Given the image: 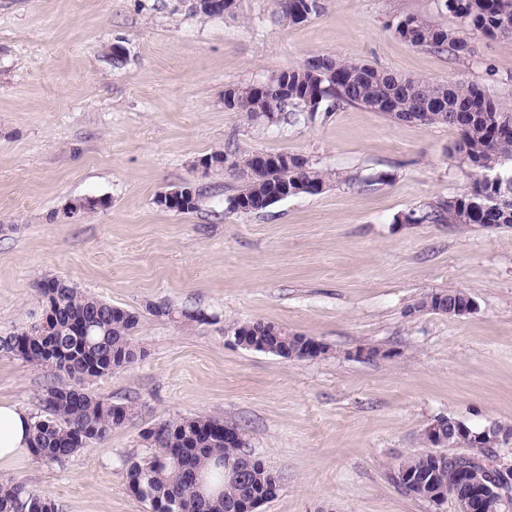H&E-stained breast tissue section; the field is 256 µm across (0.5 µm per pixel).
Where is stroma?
<instances>
[{"mask_svg": "<svg viewBox=\"0 0 512 512\" xmlns=\"http://www.w3.org/2000/svg\"><path fill=\"white\" fill-rule=\"evenodd\" d=\"M301 24L276 0L196 13L193 0H0V336L35 321L59 276L140 315L136 364L86 380L135 418L62 464L25 453L0 476L58 512H151L123 463L144 430L204 414L238 427L280 478L258 512H457L405 491L399 463L451 416L512 426V225L406 224L466 192L454 128L355 105L274 125L227 110L224 91L313 55L475 85L512 104V39L475 35L463 57L412 47L407 14L456 27L442 0H320ZM288 152L328 174L318 194L230 210L241 184L213 151ZM388 182H376L378 174ZM194 187V210L157 204ZM106 204L71 219L69 201ZM462 291L472 313L418 310ZM168 304L174 318L149 313ZM262 320L331 348L286 361L234 343ZM376 357H356L360 348ZM47 370L0 352V401L40 411Z\"/></svg>", "mask_w": 512, "mask_h": 512, "instance_id": "obj_1", "label": "stroma"}]
</instances>
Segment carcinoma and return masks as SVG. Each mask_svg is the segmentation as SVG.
Here are the masks:
<instances>
[{
  "mask_svg": "<svg viewBox=\"0 0 512 512\" xmlns=\"http://www.w3.org/2000/svg\"><path fill=\"white\" fill-rule=\"evenodd\" d=\"M458 20L446 29L413 14L398 21L395 33L416 48L449 50L458 57L471 52L468 35L512 37V0H442ZM286 21L300 24L319 12L320 0H279ZM268 87L256 84L224 90V106L250 119L274 123L290 107L314 117L343 105H358L419 125H448L459 132L452 154L474 176L469 192L439 199L405 215L408 224L512 225V172L492 181L484 172L501 161H512V106L488 96L475 86L428 82L377 69L371 65L318 54L298 68L283 69L267 78ZM258 153H244L231 161L243 183L229 199L230 209L259 212L276 202L284 182L311 194L326 185V175L307 158L293 154L283 168L251 174ZM41 306H50L53 321L41 336L37 322L0 336V352L48 369L55 378L46 390L42 413L33 417L32 453L63 463L78 451L103 439L109 431L130 421L133 406L104 403L81 388L88 378L111 375L145 357L134 340L139 314L108 304L62 277L39 285ZM257 343L268 336L283 344L297 335L270 322L256 324ZM155 438L152 452L124 463L130 490L150 503L152 512H243L241 505L275 498L279 480L258 458L252 459L255 476L224 480V462L236 461L247 450L224 443V423L205 415L167 420L141 434ZM484 451L453 459L461 469L482 470ZM398 472L409 476L425 492L440 491V501L457 500L461 487L448 478V456L422 451L406 457ZM0 512H57L56 504L14 478L0 477Z\"/></svg>",
  "mask_w": 512,
  "mask_h": 512,
  "instance_id": "1",
  "label": "carcinoma"
}]
</instances>
